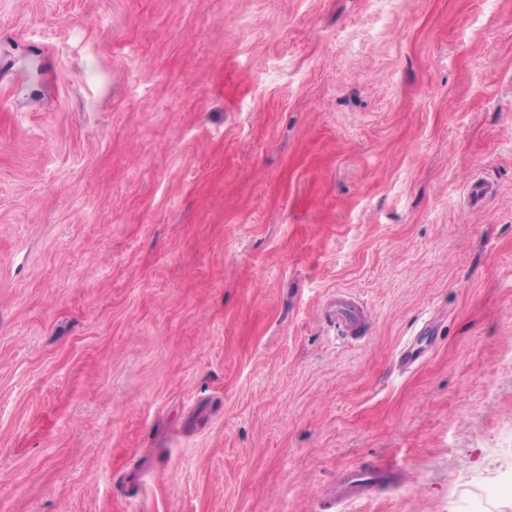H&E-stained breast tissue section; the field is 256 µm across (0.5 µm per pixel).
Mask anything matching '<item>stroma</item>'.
I'll use <instances>...</instances> for the list:
<instances>
[{"label":"stroma","mask_w":512,"mask_h":512,"mask_svg":"<svg viewBox=\"0 0 512 512\" xmlns=\"http://www.w3.org/2000/svg\"><path fill=\"white\" fill-rule=\"evenodd\" d=\"M353 464L416 476L346 512H512V0H0V512ZM330 316L342 334H355L360 328V320L356 312L345 302L335 301L328 308Z\"/></svg>","instance_id":"1"}]
</instances>
